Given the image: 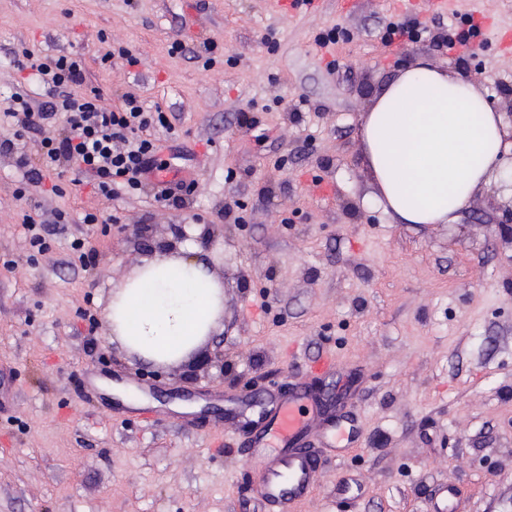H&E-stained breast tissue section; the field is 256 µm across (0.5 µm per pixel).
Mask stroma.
Segmentation results:
<instances>
[{
    "label": "stroma",
    "instance_id": "1",
    "mask_svg": "<svg viewBox=\"0 0 512 512\" xmlns=\"http://www.w3.org/2000/svg\"><path fill=\"white\" fill-rule=\"evenodd\" d=\"M479 12L493 22L456 60L431 13L391 0L289 14L270 0H0V105L38 91L14 64L23 51L82 57L103 105L131 92L173 118L162 155L180 151L197 182L179 208L108 200L66 177L24 181L0 153V512H271L246 421L267 392L306 384L349 422L311 437L323 468L290 512H434L443 482L457 512H512V239L498 228L512 180L495 175L456 223L397 224L358 135L420 56L506 111L512 0H449L442 27ZM401 20L421 38L383 46ZM122 46L138 65L112 60ZM37 206L70 217L38 256L23 228ZM88 211L99 223H81ZM186 241L224 281V330L154 368L111 342L102 311L157 245ZM95 378L136 383L154 422Z\"/></svg>",
    "mask_w": 512,
    "mask_h": 512
}]
</instances>
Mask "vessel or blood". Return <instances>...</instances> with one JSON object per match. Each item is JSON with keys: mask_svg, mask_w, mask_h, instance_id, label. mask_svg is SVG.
Listing matches in <instances>:
<instances>
[{"mask_svg": "<svg viewBox=\"0 0 512 512\" xmlns=\"http://www.w3.org/2000/svg\"><path fill=\"white\" fill-rule=\"evenodd\" d=\"M297 395H269L254 422L252 447L263 460L257 478V493L280 512L310 497L319 476L321 460L308 451L304 441L316 425L315 413H300Z\"/></svg>", "mask_w": 512, "mask_h": 512, "instance_id": "1", "label": "vessel or blood"}]
</instances>
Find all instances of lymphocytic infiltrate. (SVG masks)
<instances>
[{
  "label": "lymphocytic infiltrate",
  "mask_w": 512,
  "mask_h": 512,
  "mask_svg": "<svg viewBox=\"0 0 512 512\" xmlns=\"http://www.w3.org/2000/svg\"><path fill=\"white\" fill-rule=\"evenodd\" d=\"M18 69L35 70L45 86L47 99L32 106L27 96L17 93L0 108V124L13 131L0 140V150L9 152L16 139L36 135L35 155L19 154L17 165L31 179L63 177L72 173L74 185L90 183L95 194L117 198L120 190L151 191L162 205L182 204L190 192L182 182H164L148 187L145 177L169 169L160 159L157 129L174 133L175 127L160 106H150L140 97L124 93L118 104L104 107L94 92H84L85 63L82 58L60 56L32 62L17 61ZM62 124L61 135L47 134V127Z\"/></svg>",
  "instance_id": "lymphocytic-infiltrate-1"
}]
</instances>
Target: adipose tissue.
I'll return each instance as SVG.
<instances>
[{
  "mask_svg": "<svg viewBox=\"0 0 512 512\" xmlns=\"http://www.w3.org/2000/svg\"><path fill=\"white\" fill-rule=\"evenodd\" d=\"M507 125L486 91L418 59L364 112L365 165L398 224H451L511 161ZM224 316V284L185 246H165L116 284L103 310L113 341L143 363L190 358Z\"/></svg>",
  "mask_w": 512,
  "mask_h": 512,
  "instance_id": "obj_1",
  "label": "adipose tissue"
}]
</instances>
